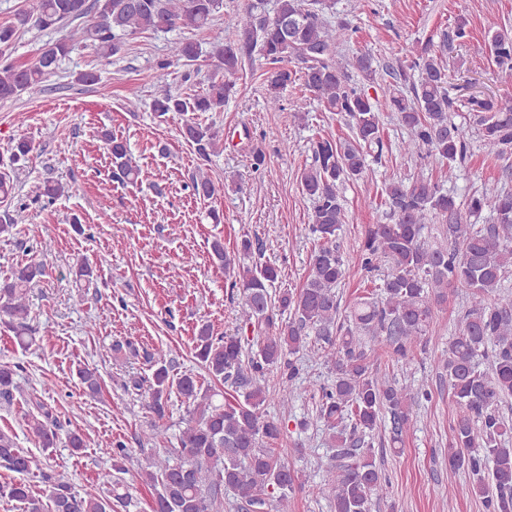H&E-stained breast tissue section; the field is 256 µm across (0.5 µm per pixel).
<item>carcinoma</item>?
<instances>
[{
	"label": "carcinoma",
	"mask_w": 512,
	"mask_h": 512,
	"mask_svg": "<svg viewBox=\"0 0 512 512\" xmlns=\"http://www.w3.org/2000/svg\"><path fill=\"white\" fill-rule=\"evenodd\" d=\"M335 0H277L274 12L265 0H251L243 9L224 14L233 39L210 52L213 71L202 92L185 97L166 91L151 108L162 117L172 112H219L228 102L234 74L243 57L258 53L268 68L264 72L268 104L296 120L305 102L285 111L281 94L301 82L327 112L346 120L355 143L321 138L313 145V163L304 168L300 182L312 200L310 231L318 241L311 272L302 288L278 296L279 307L290 312L286 320L274 318L272 291L279 271L271 265H236L241 257L259 251L257 243L242 238L233 251L220 239L211 250L231 287L243 295L242 323L257 332L256 351L246 350L240 336L213 335L207 325L194 336L195 358L216 382H231L237 397L229 400L193 374L171 375L172 362L162 350L152 356L155 369L149 377H134L131 387L145 390L146 407L153 415L151 435L165 436L171 394L183 398L188 418L177 447L163 458L146 460L141 477L155 491L152 512H288V498L298 477L281 449L282 421L267 415L273 402L288 408L296 367L287 355L318 345L334 379L321 387L317 418L329 431L335 474L327 498L333 512H370L373 496L387 488L388 480L377 466L360 434L372 432L390 416L391 443L401 442L409 424L410 409L423 389L414 390L380 374L365 349V339L381 341L384 354L397 361L433 341L435 308L450 287L467 292L468 306L459 316L442 366L448 372L455 414L448 466L472 476L464 485L448 486V500L471 496L481 500L485 512H512V423L500 414L501 404L512 397V301L491 302L489 297L512 269V192L487 183L463 210L456 198L432 179L418 173L391 180L385 186L390 224L368 228L361 250V265L369 273L386 268L378 285L380 297L362 296L349 314L340 317L336 293L345 275V260L337 245L345 223L343 186L361 178L370 160L381 159V115L365 89L352 83V72L369 84L377 81L374 57L368 52L347 58L340 47L351 38L348 23L328 24ZM224 10V0H34L17 16L19 25L40 30L58 29L66 21L85 18L87 23L48 43L29 65L10 60L16 26H0V100L44 90V82L77 44L92 47L108 59L125 41L147 31L198 30L211 24ZM492 31L490 52L497 79L512 83V36ZM198 43L178 36L169 58L159 66L165 81L173 65L192 66L201 57ZM418 81L409 90L410 73ZM399 80L381 87L385 105L407 130L405 155L448 164V178L469 151L468 133L452 115L448 74L442 56L425 46L406 64L399 65ZM479 137L501 154L512 151V97L469 100ZM181 133L196 154L208 159L217 152L219 132L210 125L186 122ZM122 178L136 182L141 171L133 166L127 144L105 135ZM488 211L493 223L478 227L470 217ZM433 218L446 221L439 243L422 240ZM47 275L43 261L35 258L16 266L0 283V319L14 333L18 345L29 346V293ZM490 357L480 367L478 357ZM22 367L0 363V400L10 404L22 392L18 383ZM26 426L42 448L56 447L60 421L52 406L36 403L26 415ZM103 452L112 466L123 469L132 451L120 442ZM35 459L17 446L13 436L0 431V466L16 474L0 487V495L20 504L22 512H112V500L128 503L126 495L75 491L51 469L40 472L45 497L33 494L26 476Z\"/></svg>",
	"instance_id": "cac0c4a2"
}]
</instances>
